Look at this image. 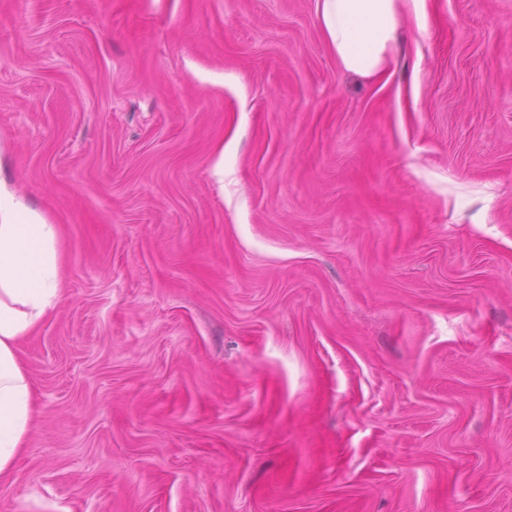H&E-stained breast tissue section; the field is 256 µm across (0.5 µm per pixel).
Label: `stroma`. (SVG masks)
I'll list each match as a JSON object with an SVG mask.
<instances>
[{
	"label": "stroma",
	"instance_id": "obj_1",
	"mask_svg": "<svg viewBox=\"0 0 512 512\" xmlns=\"http://www.w3.org/2000/svg\"><path fill=\"white\" fill-rule=\"evenodd\" d=\"M384 79L317 0H0V180L61 227L0 512H512V0Z\"/></svg>",
	"mask_w": 512,
	"mask_h": 512
}]
</instances>
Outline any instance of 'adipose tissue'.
I'll return each mask as SVG.
<instances>
[{
    "label": "adipose tissue",
    "instance_id": "adipose-tissue-1",
    "mask_svg": "<svg viewBox=\"0 0 512 512\" xmlns=\"http://www.w3.org/2000/svg\"><path fill=\"white\" fill-rule=\"evenodd\" d=\"M424 2L318 0V15L342 68L378 78L392 61L401 17L422 18ZM58 241L57 225L0 189V482L8 478L32 419L34 387L17 348L61 296Z\"/></svg>",
    "mask_w": 512,
    "mask_h": 512
}]
</instances>
